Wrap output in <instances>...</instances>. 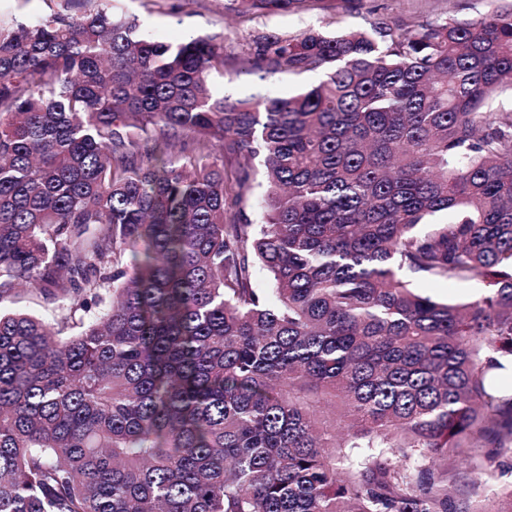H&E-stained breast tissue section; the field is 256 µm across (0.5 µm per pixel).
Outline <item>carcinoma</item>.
I'll list each match as a JSON object with an SVG mask.
<instances>
[{"mask_svg": "<svg viewBox=\"0 0 512 512\" xmlns=\"http://www.w3.org/2000/svg\"><path fill=\"white\" fill-rule=\"evenodd\" d=\"M247 62L324 79L217 98L222 39L112 0L0 21V302L56 304L0 312V512H512V10ZM414 288L422 294L450 301L474 300L486 290L485 284L481 281H470L448 286L446 282L418 280L414 282Z\"/></svg>", "mask_w": 512, "mask_h": 512, "instance_id": "1", "label": "carcinoma"}]
</instances>
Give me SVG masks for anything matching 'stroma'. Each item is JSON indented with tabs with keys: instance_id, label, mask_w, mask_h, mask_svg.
<instances>
[{
	"instance_id": "1",
	"label": "stroma",
	"mask_w": 512,
	"mask_h": 512,
	"mask_svg": "<svg viewBox=\"0 0 512 512\" xmlns=\"http://www.w3.org/2000/svg\"><path fill=\"white\" fill-rule=\"evenodd\" d=\"M252 0H112L115 8L137 19L145 36L169 42L219 36L224 40V75L213 91L231 102L267 96L288 97L316 85L320 73L300 77L270 76L246 62L255 36L275 33L299 35L309 30L336 34L391 24L400 20L440 22L451 18L478 19L492 10L512 8V0H360L345 9L336 0H314L297 9L287 4L255 8ZM77 14L85 0H0V20L26 22L53 10Z\"/></svg>"
}]
</instances>
